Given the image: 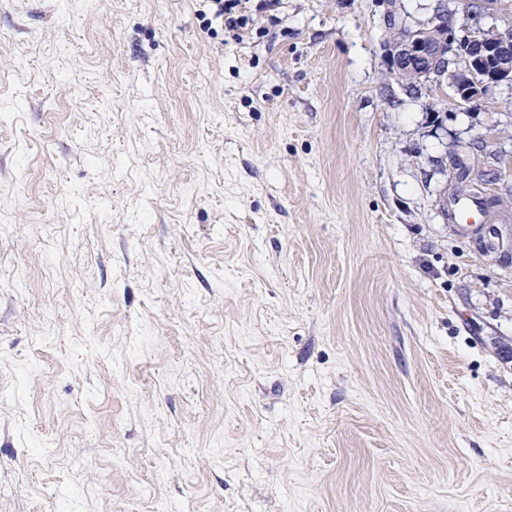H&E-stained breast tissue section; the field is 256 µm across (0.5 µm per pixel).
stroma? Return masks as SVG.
<instances>
[{
    "label": "stroma",
    "mask_w": 512,
    "mask_h": 512,
    "mask_svg": "<svg viewBox=\"0 0 512 512\" xmlns=\"http://www.w3.org/2000/svg\"><path fill=\"white\" fill-rule=\"evenodd\" d=\"M384 0H0V512H512V85ZM209 2V9L211 12V18L204 20L206 22L205 27L208 30H212L213 22H215L221 28L229 29H248V26H255L256 18L253 14H247L243 11V0H206ZM390 9L386 13L387 29L391 34L387 44L393 39H401L392 43L388 49V65L390 70L406 69L418 75L429 77L436 75L435 61L440 56L443 44L448 42V49L459 59L464 58V67L455 66L449 75V84L454 93V101L461 104L475 102L488 87L502 83L512 84V28L500 29L485 27L474 23L463 27L465 34L454 38L450 33L453 29L455 12L448 9V1L441 0L436 12L439 20L433 21L429 27H436L438 33L448 31L438 40V49L430 42L424 29L416 30L426 22H416L417 26L410 29L405 36L404 27L399 23V5L397 0H389ZM440 21V25L437 23ZM448 33H450L448 35ZM468 177L469 168L465 167L464 172L458 179V185L455 187V197L460 195L474 196L476 198V202L482 209H487L489 206L494 207L496 203L499 202L496 197H490L489 199L483 197L479 190V187L481 186L480 181H476V179H469ZM476 202L465 197L455 198L452 200L450 206L451 220L455 222L466 218V222L469 223L467 227H480V224L486 221V217ZM477 218H480L478 221L480 222L479 225H473L476 224Z\"/></svg>",
    "instance_id": "35a3bbf8"
}]
</instances>
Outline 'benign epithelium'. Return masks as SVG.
Listing matches in <instances>:
<instances>
[{
    "label": "benign epithelium",
    "mask_w": 512,
    "mask_h": 512,
    "mask_svg": "<svg viewBox=\"0 0 512 512\" xmlns=\"http://www.w3.org/2000/svg\"><path fill=\"white\" fill-rule=\"evenodd\" d=\"M411 29L408 37L389 46L388 65L392 70L405 69L415 75L428 77L435 73L434 63L443 44L464 59L465 66L455 67L449 73L454 101L470 104L488 87L502 83L512 84V28L494 31L474 23L463 27L465 34L455 38L444 34L434 45L421 29Z\"/></svg>",
    "instance_id": "7a95c632"
}]
</instances>
